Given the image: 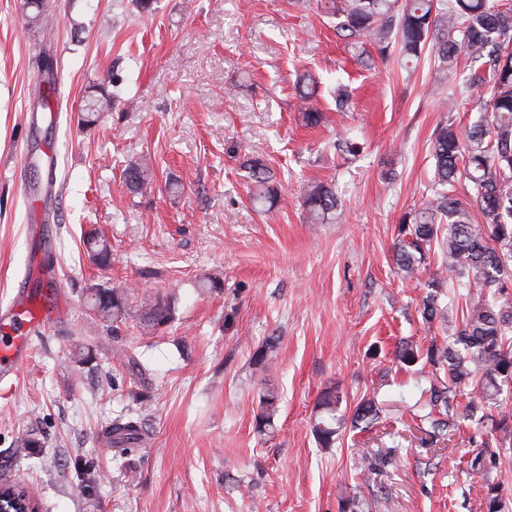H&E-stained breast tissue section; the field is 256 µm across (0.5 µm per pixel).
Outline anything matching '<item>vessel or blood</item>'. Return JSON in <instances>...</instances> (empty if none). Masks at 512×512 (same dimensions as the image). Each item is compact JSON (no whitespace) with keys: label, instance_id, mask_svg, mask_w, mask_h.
Wrapping results in <instances>:
<instances>
[{"label":"vessel or blood","instance_id":"obj_1","mask_svg":"<svg viewBox=\"0 0 512 512\" xmlns=\"http://www.w3.org/2000/svg\"><path fill=\"white\" fill-rule=\"evenodd\" d=\"M0 317L12 320L9 336L0 338V379L11 375L28 356V333L31 328H47L51 322L48 313L34 310L24 291H16L9 306L0 311Z\"/></svg>","mask_w":512,"mask_h":512}]
</instances>
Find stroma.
Listing matches in <instances>:
<instances>
[{
	"label": "stroma",
	"instance_id": "1",
	"mask_svg": "<svg viewBox=\"0 0 512 512\" xmlns=\"http://www.w3.org/2000/svg\"><path fill=\"white\" fill-rule=\"evenodd\" d=\"M48 2L47 33L28 26L20 0H0V305L22 280L35 306L60 295L67 314L0 383V474L37 484L42 512H341L357 493L381 497L384 512H472L483 482L467 461L485 428L466 421L422 443L413 404L436 370L393 360L399 339L448 336L418 313L435 264L404 280L392 246L433 177L434 129L478 112L476 99L448 97L467 60L447 78L429 50L413 64H361L307 0H154L146 11L135 0ZM304 70L318 81L308 100L295 87ZM103 83L115 105L80 128L84 97ZM308 106L325 122L306 126ZM346 135L360 155L333 149ZM144 156L155 182L135 195L123 171ZM251 158L274 174L272 208L250 202ZM312 182L335 184L345 221L308 223ZM93 227L112 244L104 269L83 245ZM35 255L52 257L56 290L24 280ZM210 276L223 291L201 289ZM127 284L142 299L173 297L171 322L148 336L131 320L115 334L97 326L95 357L79 362L87 290ZM273 334L275 360L256 364ZM116 338L151 369L148 385L109 358ZM329 386L345 409L376 395L395 435L346 428L318 447L309 422ZM266 387L279 413L261 436ZM129 415L146 422L149 447H113L109 426ZM33 427L38 448L24 441ZM381 448L394 454L378 469ZM128 465L138 482L126 481ZM91 468L108 481L88 484ZM277 393L266 390L259 395L257 412L254 415V428L259 435H268L275 430V417L279 411Z\"/></svg>",
	"mask_w": 512,
	"mask_h": 512
}]
</instances>
